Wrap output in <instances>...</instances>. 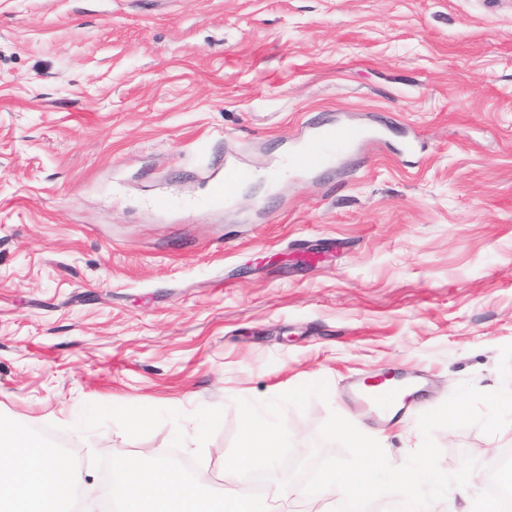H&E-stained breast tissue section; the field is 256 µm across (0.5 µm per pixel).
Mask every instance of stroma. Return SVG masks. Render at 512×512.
<instances>
[{"mask_svg":"<svg viewBox=\"0 0 512 512\" xmlns=\"http://www.w3.org/2000/svg\"><path fill=\"white\" fill-rule=\"evenodd\" d=\"M325 125L380 134L284 168ZM228 166L253 177L218 201ZM508 344L512 0H0V414L54 426L88 497L92 454L143 448L202 449L237 491L236 399L319 380L285 410L295 456L341 454L317 440L335 412L403 464L424 410L501 387ZM390 370L422 381L391 419L347 390ZM88 404L178 410L186 443L75 430ZM434 439L444 472H485L512 424Z\"/></svg>","mask_w":512,"mask_h":512,"instance_id":"stroma-1","label":"stroma"}]
</instances>
